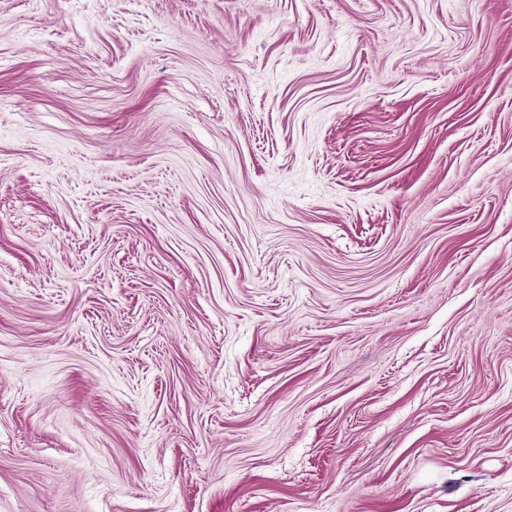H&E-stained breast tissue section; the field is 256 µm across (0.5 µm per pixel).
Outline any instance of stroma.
<instances>
[{
  "label": "stroma",
  "instance_id": "obj_1",
  "mask_svg": "<svg viewBox=\"0 0 512 512\" xmlns=\"http://www.w3.org/2000/svg\"><path fill=\"white\" fill-rule=\"evenodd\" d=\"M0 512H512V0H0Z\"/></svg>",
  "mask_w": 512,
  "mask_h": 512
}]
</instances>
